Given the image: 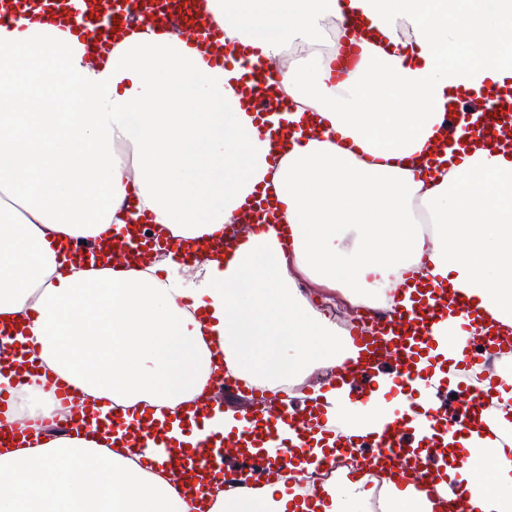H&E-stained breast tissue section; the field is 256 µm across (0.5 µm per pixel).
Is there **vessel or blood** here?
<instances>
[{"instance_id": "1", "label": "vessel or blood", "mask_w": 512, "mask_h": 512, "mask_svg": "<svg viewBox=\"0 0 512 512\" xmlns=\"http://www.w3.org/2000/svg\"><path fill=\"white\" fill-rule=\"evenodd\" d=\"M195 0H0V24L17 22L54 24L68 30L83 43L107 44L110 29L120 27L131 19H140L143 25H152L155 9L166 12L187 11ZM193 31L187 35L188 45L212 42L210 65L224 68L240 67L243 70L239 91L252 111L265 117L264 128L271 132L277 143L285 145L296 137H318L322 128L316 124L297 126L285 117L286 111L278 101L276 79L260 65L252 63V52L241 47H226L216 38V28L200 17L192 19ZM512 152V89L488 92L457 98L444 113L440 130L434 138L428 164L439 163L445 156L464 158L477 150ZM272 204L261 196H253L240 209L246 217L245 226L239 227L229 239L211 241L214 253L231 251L240 246L248 235L264 232L258 216L269 211ZM149 215H142L139 223L127 224L113 231L111 238L86 245L69 243L58 246L57 251L67 260L95 267L108 268L131 266L139 263L159 247L155 238L143 237ZM400 292L408 293L409 303L391 309L388 316L377 322L372 333H365L360 326H353L346 338L349 357L342 360L329 376L330 386L336 387L351 378H359L358 397L369 402L374 383L373 376L384 368H391L396 383L407 390L411 401L408 412L396 415L382 429L370 433L359 445L371 451L370 456L353 459L350 470L363 475L385 468L391 473L412 471L417 489L436 494L440 485L448 491L442 503L453 504V512H472V499L476 489L488 486L495 480L491 469L475 468L471 480L465 484H446L442 470L430 466L429 461L448 453V440L471 431L489 436L493 422L488 413L503 378L487 370L484 352L502 350L512 353V340L495 334L484 314L472 308L461 291L431 278L419 283L411 275H403ZM466 320L469 333L463 349L448 351V362L459 376V394L465 397L464 416H455L446 405L423 411L428 430L419 445L407 439L408 420L411 412L419 410L415 399L419 386L430 373L429 364L436 347L435 334L441 324L457 328L459 320ZM22 324H1L0 336L14 337L9 354H0V372L7 371L15 384L29 383L31 375L48 376L46 366H37L26 359L23 345ZM479 373L483 384L468 388L462 378L469 373ZM59 402L71 404V428L92 436L106 434L120 438L125 447L135 449L146 464L162 462L169 469L174 481L189 496L204 499L207 485H226L234 476V462L258 458L261 466L249 475L237 478V487L246 490L257 483L279 480L284 468L297 464L299 458L320 452V466L333 465L338 456L349 453L357 443L341 435L335 423L330 422L313 401L303 406L287 409L265 403L257 404L250 412V425L229 434L210 433L203 430L204 419L216 403L215 396L199 400L193 419L200 428L193 443H174L168 437L169 421L150 414L127 418L123 408H113L108 418L90 413L85 405L76 404L71 391L55 388ZM289 427L292 436L281 440L280 430ZM235 477V476H234Z\"/></svg>"}]
</instances>
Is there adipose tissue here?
Wrapping results in <instances>:
<instances>
[{
  "label": "adipose tissue",
  "mask_w": 512,
  "mask_h": 512,
  "mask_svg": "<svg viewBox=\"0 0 512 512\" xmlns=\"http://www.w3.org/2000/svg\"><path fill=\"white\" fill-rule=\"evenodd\" d=\"M224 39L273 67L293 110L326 121L323 138L285 155L261 136L237 91L239 70L208 66L171 32H131L91 59L50 25L0 26V316L26 321L25 352L113 406L185 415L221 370L274 391L336 366L346 342L296 286L304 275L355 305L393 308L404 272L434 276L512 328V155L479 151L439 174L410 166L450 101L512 87V0H207ZM378 33L335 77L347 14ZM274 190L278 226L238 249L146 268L64 265L49 240L98 237L142 214L192 240L236 223L257 185ZM362 437L406 396L379 375L369 403L350 385L312 394ZM59 406L32 377L13 415ZM493 437L450 442L497 481L474 512H512V390L491 407ZM311 512H367L366 478L339 470ZM286 482L220 492L211 512H293ZM170 477L122 445L50 437L0 452V512H194Z\"/></svg>",
  "instance_id": "ef3b65f1"
}]
</instances>
